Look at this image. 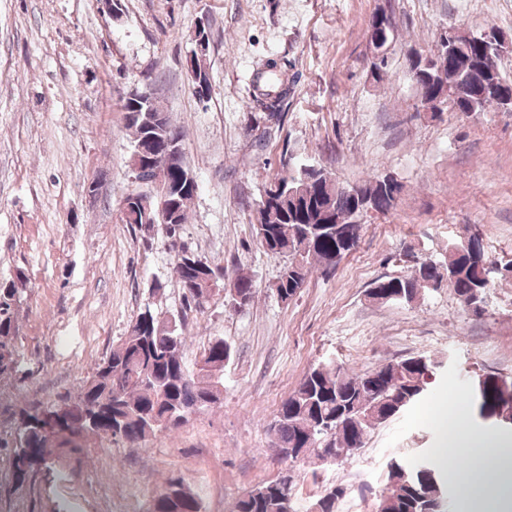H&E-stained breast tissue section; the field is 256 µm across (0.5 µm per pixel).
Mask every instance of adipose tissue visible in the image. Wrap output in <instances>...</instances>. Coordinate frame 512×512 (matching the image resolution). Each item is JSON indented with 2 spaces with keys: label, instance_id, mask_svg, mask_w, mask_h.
<instances>
[{
  "label": "adipose tissue",
  "instance_id": "adipose-tissue-1",
  "mask_svg": "<svg viewBox=\"0 0 512 512\" xmlns=\"http://www.w3.org/2000/svg\"><path fill=\"white\" fill-rule=\"evenodd\" d=\"M424 413L440 426L445 445L467 460L452 475L460 512H503L512 502V443L472 427L465 408L435 401Z\"/></svg>",
  "mask_w": 512,
  "mask_h": 512
}]
</instances>
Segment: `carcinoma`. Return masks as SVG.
Here are the masks:
<instances>
[{
	"instance_id": "cac0c4a2",
	"label": "carcinoma",
	"mask_w": 512,
	"mask_h": 512,
	"mask_svg": "<svg viewBox=\"0 0 512 512\" xmlns=\"http://www.w3.org/2000/svg\"><path fill=\"white\" fill-rule=\"evenodd\" d=\"M252 109L282 116L288 96L287 80L267 65L261 74ZM458 90L466 105L456 106L462 116L483 112L497 105L500 97L512 96V82L505 80L484 44L473 42L458 52L440 50L431 55L417 79V93L425 99L449 98ZM142 93L130 94L124 104L126 127L133 134L131 166L137 177L163 173L164 183L151 197L130 193L124 199L123 223L143 238L162 225L176 256L175 274L183 295V311L172 325L147 305L131 321L126 335L96 366L93 375L75 400L83 412L73 416L51 434L41 432L42 415L52 406L27 411L22 418L21 448L13 467L24 481L34 467L51 458L57 448L72 445L92 435H110L130 443L144 441L164 427L174 429L187 416L221 404L224 385L221 378L230 359V346L222 339L204 349L207 369L190 372L182 351L183 327L188 313L200 311L213 297L226 293L229 285L251 303L257 285L243 272L229 277L224 268L189 253L180 230L187 223L188 211L198 182L185 156L168 153L171 141L184 142V132L156 101L151 109L141 108ZM402 185L370 176L353 185H343L326 168L285 163L269 176L254 209L255 242L266 254L282 262L275 294L283 304L291 302L316 269L328 271L357 245L363 225L357 222L358 207L378 213L394 209ZM410 271L404 275L375 280L368 289L388 290V302L412 305L429 290L449 289L458 301L475 300L484 304L498 269L486 256L483 233L475 228L457 243L448 245L443 259L436 261L412 251ZM28 278L22 271L0 280V378L19 371L15 347L18 332L16 311L27 297ZM438 361L429 356H411L355 373L333 363L315 365L285 399L271 428L275 448H305L301 463L314 458L325 463L323 449L333 451L338 464L365 446L373 430L416 402L427 389ZM500 376L491 374L477 395L468 399L472 415L500 430L499 417L508 412L499 386ZM167 417L164 426L156 421ZM447 493L441 469L433 462L409 466L394 459L389 464L385 485L375 499V512H439L438 501ZM310 512L316 501L298 502L296 484L280 487L271 481L259 484L233 505L232 512ZM149 512H200L196 496L176 480L153 497Z\"/></svg>"
}]
</instances>
